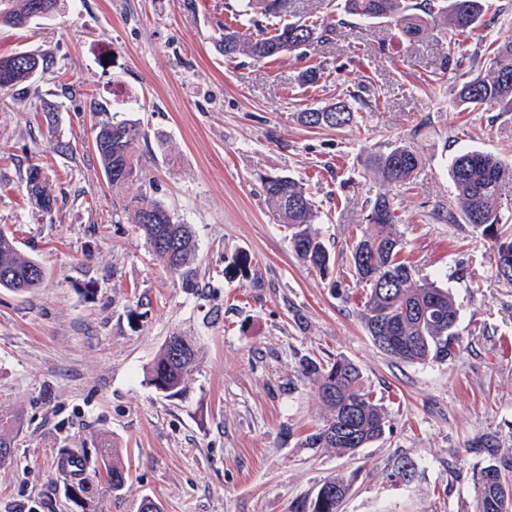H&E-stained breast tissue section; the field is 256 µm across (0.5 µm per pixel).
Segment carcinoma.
<instances>
[{
  "instance_id": "cac0c4a2",
  "label": "carcinoma",
  "mask_w": 512,
  "mask_h": 512,
  "mask_svg": "<svg viewBox=\"0 0 512 512\" xmlns=\"http://www.w3.org/2000/svg\"><path fill=\"white\" fill-rule=\"evenodd\" d=\"M34 0H0V24L24 26ZM287 0H243L240 15L261 14L274 18L287 12ZM490 10L488 0H345L344 11L366 21L393 20L408 41H417L439 24L450 30L445 58L455 67L463 65L460 37H469ZM344 22L319 25L297 20L278 24L274 31L257 35L235 27H224L219 50L224 61L240 54L256 61L294 56L302 59L317 40L337 32ZM33 68L23 63L21 53L0 58V93L29 81ZM457 98L464 109L500 107L512 112V39L496 44L486 58L485 73L461 83ZM355 111L347 99L300 113L308 128L341 129L353 122ZM94 146L112 190L120 192L139 178L136 149L144 131L136 121L101 123L94 127ZM421 157L398 146L373 156L372 165L383 185L411 188ZM512 173L499 157L481 151H467L454 157L449 177L460 210L448 211V223L462 222L492 242L496 262L491 277L512 285V224L503 222L501 184ZM25 189L43 211L52 210L55 199L46 189V175L38 164L27 170ZM269 204L287 224L289 245L294 254L320 276L331 274L336 257L315 228L318 218L313 202L298 181L290 176H270L264 183ZM126 207L134 211L135 224L152 255L170 272L183 271L195 253L190 225L173 218L160 202L145 196L133 197ZM368 224H351L353 240L349 274L363 289L361 321L373 343L397 359L424 363L444 361L452 354L458 333V308L448 289L417 277L412 261L404 256L398 224L399 214L388 193L375 198L367 216ZM43 279L40 264L18 252L14 238L0 231V287L26 291ZM200 348L185 336H171L163 345L149 371V381L158 390L175 395L185 377L198 362ZM301 374L316 387L325 410L320 427L301 441L304 448H334L351 457L381 439L388 419L364 385L362 370L354 362L338 358L326 361L306 356ZM101 459L112 488L125 481L123 469L114 464L112 449L101 451ZM350 485L342 477L326 479L315 496L295 507V512H342ZM478 512H512V478L490 465L477 482Z\"/></svg>"
}]
</instances>
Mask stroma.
Wrapping results in <instances>:
<instances>
[{"label":"stroma","instance_id":"stroma-1","mask_svg":"<svg viewBox=\"0 0 512 512\" xmlns=\"http://www.w3.org/2000/svg\"><path fill=\"white\" fill-rule=\"evenodd\" d=\"M234 2L61 0L48 18L0 25V57L54 62L0 96V228L44 272L40 287L0 288V512H138L146 499L161 512H293L334 476L351 484L344 512H476L481 471L512 473V286L490 278L491 242L442 215L455 156L512 161V112L454 107L446 29L411 43L393 23L344 17L339 0H288L290 19L345 22L307 61L225 63L217 41ZM307 64L323 77L302 88ZM348 93L355 122H300ZM100 120L146 133L141 176L119 193L93 147ZM398 145L422 158L411 189L390 193L404 251L460 309L444 361L375 346L352 279L331 287L300 260L264 192L270 176L299 181L346 262L348 225L383 190L370 158ZM33 162L52 211L25 191ZM139 194L193 226L188 274L147 249L124 208ZM175 333L201 360L170 397L148 371ZM313 354L356 363L387 412L383 439L357 456L300 444L324 414L300 373ZM106 443L127 471L118 491L98 465ZM64 457L83 463L84 493L62 476ZM403 458L413 480H388Z\"/></svg>","mask_w":512,"mask_h":512}]
</instances>
